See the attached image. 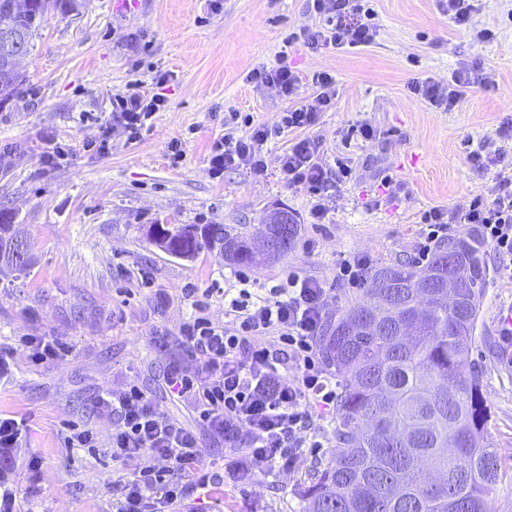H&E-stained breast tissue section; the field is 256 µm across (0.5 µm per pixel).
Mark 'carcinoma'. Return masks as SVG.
<instances>
[{
    "instance_id": "carcinoma-1",
    "label": "carcinoma",
    "mask_w": 512,
    "mask_h": 512,
    "mask_svg": "<svg viewBox=\"0 0 512 512\" xmlns=\"http://www.w3.org/2000/svg\"><path fill=\"white\" fill-rule=\"evenodd\" d=\"M77 0H31L25 13L15 0H0V18H12L17 38L30 50L45 17L57 8L74 10ZM25 82L0 60V108ZM266 225V237L288 238L293 249L299 225ZM148 236L166 253L192 258L215 248L231 265L252 262L256 233L223 224H151ZM16 225L0 212V262L22 275L28 252L14 249ZM483 243L450 238L427 263L383 264L370 275L359 298L327 324L322 353L339 387L336 452L315 462L300 512H490L501 480L499 450L488 439L489 408L483 374L470 360L489 282ZM453 260L462 288L453 298L442 288H407L391 298L388 282L443 279ZM428 461L443 475L428 484L418 475Z\"/></svg>"
}]
</instances>
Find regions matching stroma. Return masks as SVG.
I'll return each mask as SVG.
<instances>
[{
  "label": "stroma",
  "instance_id": "obj_1",
  "mask_svg": "<svg viewBox=\"0 0 512 512\" xmlns=\"http://www.w3.org/2000/svg\"><path fill=\"white\" fill-rule=\"evenodd\" d=\"M375 42L359 50L307 49L321 23L309 0H82L78 11L48 15L19 62L26 81L0 109V209L23 229L31 264L25 275L0 270V347L10 373L0 378V419L25 420L28 431L0 457V512H113L107 448L117 421L100 412L102 394L137 386L196 433L206 462L224 458V441L191 404L171 402L165 374L178 366L193 377L198 360L178 338L193 314L184 290L211 291L207 314L224 323L225 296L285 284L289 275L326 289L327 318L355 296L337 277L342 260L380 266L416 258L420 218L439 207L462 208L494 198L496 171L476 172L469 154L512 120V0H482L480 24L494 42L471 45L448 21L439 0H373ZM287 58L301 74L329 71L336 100L314 131L329 172L321 197L288 187L277 159L295 139L285 131L263 150L268 170L210 174L212 143L224 115L242 112L276 127L289 102L249 73ZM482 58L498 87L471 94L453 111L431 108L409 85L447 83L462 62ZM168 99L133 142L112 129V97L132 80ZM368 122L380 139H347ZM182 142L172 161L167 145ZM67 151L48 159L53 147ZM349 158V178L335 175ZM322 203V223L311 208ZM282 205L300 225L288 255L273 263L231 266L218 251L192 259L167 255L146 235L151 224L254 227ZM490 282L470 358L483 371L488 434L502 461L493 512H512V353L499 345V321L512 314V274L486 249ZM149 281H142V274ZM57 340L61 358L33 364L27 341ZM88 426L98 447L72 448L75 427ZM332 418L306 432L293 469L225 485L206 500L187 498L174 512H298L300 490L315 459L336 446Z\"/></svg>",
  "mask_w": 512,
  "mask_h": 512
}]
</instances>
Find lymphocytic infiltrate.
<instances>
[{
    "label": "lymphocytic infiltrate",
    "instance_id": "1",
    "mask_svg": "<svg viewBox=\"0 0 512 512\" xmlns=\"http://www.w3.org/2000/svg\"><path fill=\"white\" fill-rule=\"evenodd\" d=\"M312 2L330 23L307 35L308 49H357L375 40L374 13L364 0ZM442 2L449 22L471 43L495 40L492 29L474 20L481 0ZM249 78L278 87L289 99L282 125L299 131L300 137L280 156L278 169L289 187L319 194L327 171L319 161L322 142L312 129L336 97L335 77L326 71L315 72L311 78L314 91L304 97L297 94L301 77L287 60L255 69ZM497 86L494 70L475 59L455 70L448 84L426 78L413 81L409 89L431 106L449 112L471 88L490 92ZM166 105L163 95L142 91L140 81L134 80L126 92L113 98L112 123L133 141ZM270 135L269 128L259 124L242 135L228 134L216 140L210 157L213 177L240 165L264 173L263 146ZM423 222L426 242L452 233L455 225L474 224L481 239L499 255L512 257V174L501 175L493 199L476 197L458 210L435 207L425 213ZM193 309L181 341L199 360L201 373L190 378L170 370L166 385L171 397L195 404L201 419L223 437L229 450L224 458L225 483L237 484L294 466L305 443V424L336 407V387L314 345L326 318L324 288L314 280L293 276L287 287L270 289L265 297L256 299L248 289H241L228 304L231 322L227 325L206 317L204 301H194ZM272 334L279 337L281 348L267 347L265 338ZM99 406L118 422L109 448L119 472L109 486L116 512H171L172 505L188 494L208 491L210 482L204 476L203 450L196 435L137 387L105 394ZM148 455L165 460V467L142 466V458Z\"/></svg>",
    "mask_w": 512,
    "mask_h": 512
}]
</instances>
